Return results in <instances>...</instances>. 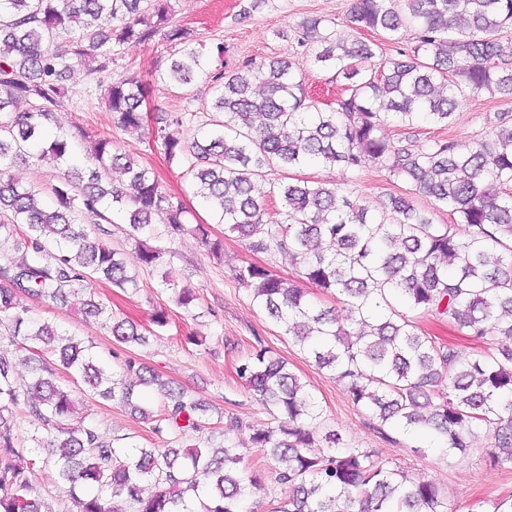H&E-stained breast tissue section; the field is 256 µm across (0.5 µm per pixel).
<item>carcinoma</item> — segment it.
<instances>
[{"label":"carcinoma","instance_id":"carcinoma-1","mask_svg":"<svg viewBox=\"0 0 512 512\" xmlns=\"http://www.w3.org/2000/svg\"><path fill=\"white\" fill-rule=\"evenodd\" d=\"M348 21L357 32L348 38L321 17L294 29L297 44L313 45L314 64L343 83L335 106L319 109L283 59L210 73L208 58L188 46L187 29L173 23L169 0H0V210L11 214L0 237L21 229L33 253L30 260L0 255V324L9 343L32 354L31 376L20 380L0 347V512H54L35 483L47 468L66 486L68 512H242L248 489L260 482L229 439L218 452L181 445L209 425L206 409L184 389L131 359L116 375L98 363L93 345L32 320L19 298L64 305L80 295L84 313L101 320L116 346L146 343L88 295L97 281L139 287V273L105 240L108 229L79 222L92 213L111 223L106 203L127 214L134 239L159 222L222 254L223 242L209 239L204 224L187 226L181 204L152 172L118 153L112 137L88 136L80 165L67 135L46 139L72 65L101 74L112 45L156 37L170 49L161 78L183 90L206 76L214 95L198 134L183 138L176 116L153 141L185 162L216 223L248 248L286 254L299 267V285L265 266L239 267L236 278L251 287L253 304L381 426L432 431L450 457L471 452L482 430L491 463L512 469V125L473 142L436 139L425 147L396 146L384 134L391 119L447 126L461 93L512 98V54L500 41L512 27V0H353ZM408 27L415 44L394 56L358 36L370 30L396 41ZM62 34L71 46L58 52ZM147 95L131 76L109 81L103 99L120 129L140 132ZM46 157L65 167L52 187L56 207L4 178V163ZM367 161L403 178L409 191L376 209L330 181L284 176L257 188L273 169L317 163L357 171ZM114 169L134 195L109 183ZM417 196L447 207L455 222L434 223ZM272 201L280 203L274 220ZM164 254L140 242L137 264L153 268ZM304 283L335 293L347 314L317 306ZM401 304L503 344L495 354L464 355L422 333ZM236 372L271 416L253 429L251 443L275 464L284 488L273 512H448L433 484L363 448L339 447V433L324 430L322 410L283 358L261 347ZM140 385L161 401L162 417L134 397ZM87 393L122 403L174 446L127 452L105 439L75 418L78 395Z\"/></svg>","mask_w":512,"mask_h":512}]
</instances>
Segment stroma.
Returning a JSON list of instances; mask_svg holds the SVG:
<instances>
[{"mask_svg": "<svg viewBox=\"0 0 512 512\" xmlns=\"http://www.w3.org/2000/svg\"><path fill=\"white\" fill-rule=\"evenodd\" d=\"M171 5L174 23L188 30L190 46L209 57L211 68L230 71L250 59H284L321 109L334 101L341 88L333 71L316 67L308 48L298 46L285 33L303 18L317 15L332 21L339 33L350 34L351 0H171ZM168 64L169 49L160 41L130 43L113 47L108 72L116 79L135 75L146 81L153 116H182L183 135L189 139L209 119L212 83L202 77L189 90L176 89L159 77ZM65 85L68 93L55 112L54 132L67 134L79 156L86 149L82 131L111 137L120 152L153 172L163 190L183 204L187 223L210 224L213 235L223 240L224 252L221 258H213L196 236L184 233L170 237L158 224L150 241L168 249L169 254L165 265L141 273L137 292H124L103 281L95 283V295L111 307L113 316L138 329L149 327L153 310L160 308L168 313L167 330L149 336L146 345L114 347L100 322L86 319L77 304L56 307L33 300L29 303L32 318L50 321L60 331L92 342L96 353L115 372H122L126 359L136 358L162 378L187 389L211 411L222 412L225 421L232 424L226 434L196 433L188 442L215 448L228 436L245 445L248 464L266 472L248 498L258 512H271L284 496L273 474L266 471L263 451L250 445L253 427L266 422L268 414L235 372L239 362L260 343L284 357L290 370L307 384L328 424L339 432L343 447L371 449L379 460L403 468L416 480L433 483L446 495L448 512H471L478 502L512 496V469L491 466L485 453V434H477L470 455L450 459L436 438L379 427L365 409L354 406L342 383L318 369L291 336L253 305L250 289L235 278L238 267L253 263L270 267L283 279L296 280V270L288 256L250 251L237 235L212 223L185 174L184 163L168 160L161 149L149 147L147 133L117 128L85 68L74 66ZM504 118L512 119V100L487 94L479 98L465 96L449 126L422 122L409 128L394 123L386 126L385 133L391 141L406 139L420 147L436 138L464 143L492 134ZM58 172L56 163L29 161L14 164L9 175L14 181L34 187L43 204L52 207L56 204L52 187ZM297 175L312 181L347 184L355 196L374 207L407 188L406 182L389 176L371 162L355 172L312 165L298 170ZM169 279L174 282L170 288L165 285ZM177 287L193 291L191 309L174 304L173 290ZM415 320L434 340L464 354L492 353L498 347L493 337L472 340L446 317L419 314ZM77 412L79 417L97 424L105 438L123 436L129 444L145 448L163 445L148 423L118 403L87 398L80 401Z\"/></svg>", "mask_w": 512, "mask_h": 512, "instance_id": "obj_1", "label": "stroma"}]
</instances>
